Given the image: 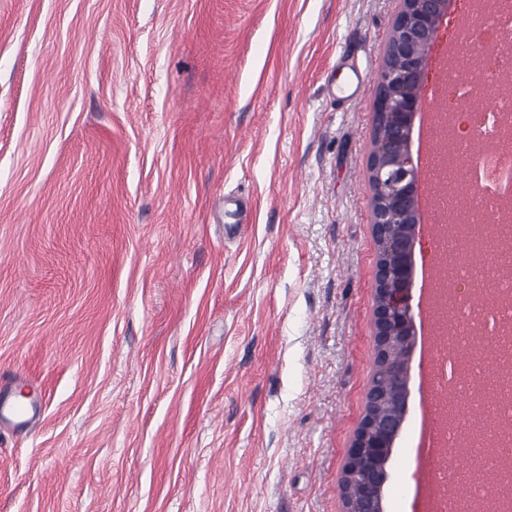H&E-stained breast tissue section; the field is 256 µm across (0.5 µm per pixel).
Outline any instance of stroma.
<instances>
[{"label":"stroma","instance_id":"1","mask_svg":"<svg viewBox=\"0 0 512 512\" xmlns=\"http://www.w3.org/2000/svg\"><path fill=\"white\" fill-rule=\"evenodd\" d=\"M401 0H0V512H342ZM470 19L479 71L512 69ZM368 74L336 105L340 58ZM238 225L235 239L224 227ZM411 390L385 512H421ZM35 410L32 402L28 406H17L6 400L1 403L0 400V422L6 425L24 424L35 413Z\"/></svg>","mask_w":512,"mask_h":512}]
</instances>
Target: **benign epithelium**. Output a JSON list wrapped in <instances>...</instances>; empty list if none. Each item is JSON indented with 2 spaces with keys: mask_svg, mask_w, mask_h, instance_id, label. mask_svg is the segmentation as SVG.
Returning a JSON list of instances; mask_svg holds the SVG:
<instances>
[{
  "mask_svg": "<svg viewBox=\"0 0 512 512\" xmlns=\"http://www.w3.org/2000/svg\"><path fill=\"white\" fill-rule=\"evenodd\" d=\"M455 0H402L378 77L376 126L368 160L373 189L372 226L378 245L374 364L388 370L407 409L410 363L418 345L413 307L419 243L420 161L411 144L421 116L428 53ZM405 414L383 424L364 416L342 476L343 512H384L392 448Z\"/></svg>",
  "mask_w": 512,
  "mask_h": 512,
  "instance_id": "1",
  "label": "benign epithelium"
}]
</instances>
